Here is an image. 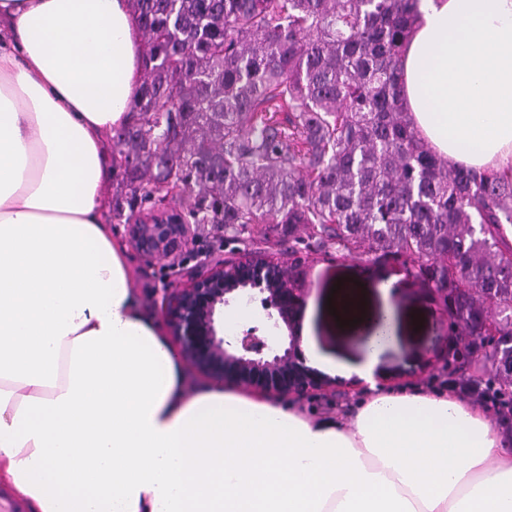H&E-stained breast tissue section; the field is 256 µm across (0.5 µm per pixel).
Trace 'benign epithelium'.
Segmentation results:
<instances>
[{
  "label": "benign epithelium",
  "instance_id": "obj_1",
  "mask_svg": "<svg viewBox=\"0 0 512 512\" xmlns=\"http://www.w3.org/2000/svg\"><path fill=\"white\" fill-rule=\"evenodd\" d=\"M131 240L143 255L176 259L192 243L190 225L170 224L167 216L131 225ZM280 260L250 254L232 265L201 263L175 286L165 290L161 309L181 353L196 369L231 380L261 395L304 396L324 381L303 363L296 323L305 288H274ZM263 295L267 319L287 330L273 345L265 329L252 326L241 334H219L224 308L245 294Z\"/></svg>",
  "mask_w": 512,
  "mask_h": 512
}]
</instances>
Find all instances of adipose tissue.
<instances>
[{"instance_id": "obj_1", "label": "adipose tissue", "mask_w": 512, "mask_h": 512, "mask_svg": "<svg viewBox=\"0 0 512 512\" xmlns=\"http://www.w3.org/2000/svg\"><path fill=\"white\" fill-rule=\"evenodd\" d=\"M402 95L449 163L512 167V0H423ZM144 76L127 0H0V478L33 512H512V446L457 395L373 377L314 417L230 383L188 388L101 219L104 143Z\"/></svg>"}]
</instances>
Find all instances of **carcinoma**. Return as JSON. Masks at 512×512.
<instances>
[{"instance_id": "1", "label": "carcinoma", "mask_w": 512, "mask_h": 512, "mask_svg": "<svg viewBox=\"0 0 512 512\" xmlns=\"http://www.w3.org/2000/svg\"><path fill=\"white\" fill-rule=\"evenodd\" d=\"M130 2L145 79L112 135V216L142 224L178 196L184 224L399 260L467 337L448 366L509 406L512 170L455 167L416 131L400 58L421 0Z\"/></svg>"}]
</instances>
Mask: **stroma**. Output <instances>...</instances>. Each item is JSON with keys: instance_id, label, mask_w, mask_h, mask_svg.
Listing matches in <instances>:
<instances>
[{"instance_id": "1", "label": "stroma", "mask_w": 512, "mask_h": 512, "mask_svg": "<svg viewBox=\"0 0 512 512\" xmlns=\"http://www.w3.org/2000/svg\"><path fill=\"white\" fill-rule=\"evenodd\" d=\"M116 238L128 243L129 227L114 219L111 209L102 213ZM194 238L188 251L178 262L144 256L129 245L132 286L144 308L155 319H162L161 297L164 289L177 283L181 275L194 270L202 261H233L244 254L262 250L255 233L243 231L227 239L216 234L210 225L190 227ZM273 255L283 264L292 265L295 276L307 281L311 291L301 315L307 320V332L317 351L330 358L356 361L363 355V346L372 329L365 324L338 326L327 306V296L336 282L359 285L365 303L372 310L392 306L397 324V339L379 357L378 382L388 388L426 391L448 390L460 382V375L448 369V349L460 339L450 332L439 299L428 289L405 285L396 262L372 264L359 257H345L336 252H317L295 260L287 247H276ZM391 286L389 295H382L383 286ZM333 388L313 391L298 398L297 403L318 416L333 415L349 407L354 397L345 388V379L334 376Z\"/></svg>"}]
</instances>
